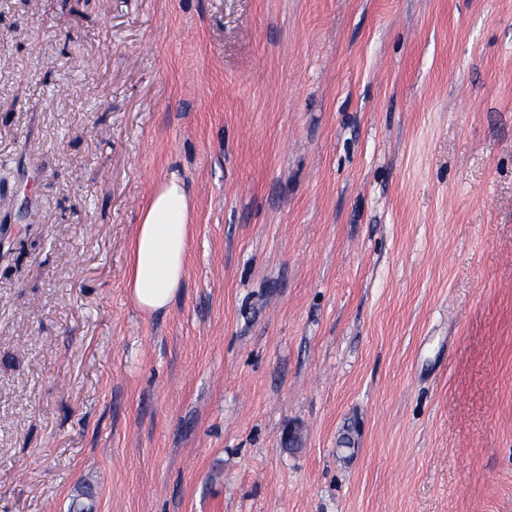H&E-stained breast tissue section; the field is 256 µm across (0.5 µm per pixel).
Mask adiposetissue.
Here are the masks:
<instances>
[{
	"instance_id": "1",
	"label": "adipose tissue",
	"mask_w": 512,
	"mask_h": 512,
	"mask_svg": "<svg viewBox=\"0 0 512 512\" xmlns=\"http://www.w3.org/2000/svg\"><path fill=\"white\" fill-rule=\"evenodd\" d=\"M190 202L178 178L155 188L130 244L127 289L144 314L167 308L186 272L191 240Z\"/></svg>"
}]
</instances>
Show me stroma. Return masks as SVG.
<instances>
[{
  "label": "stroma",
  "instance_id": "1",
  "mask_svg": "<svg viewBox=\"0 0 512 512\" xmlns=\"http://www.w3.org/2000/svg\"><path fill=\"white\" fill-rule=\"evenodd\" d=\"M84 507L512 512V0H0V512ZM191 208L172 176L155 188L130 244L127 289L144 314L167 308L184 279L191 240Z\"/></svg>",
  "mask_w": 512,
  "mask_h": 512
}]
</instances>
